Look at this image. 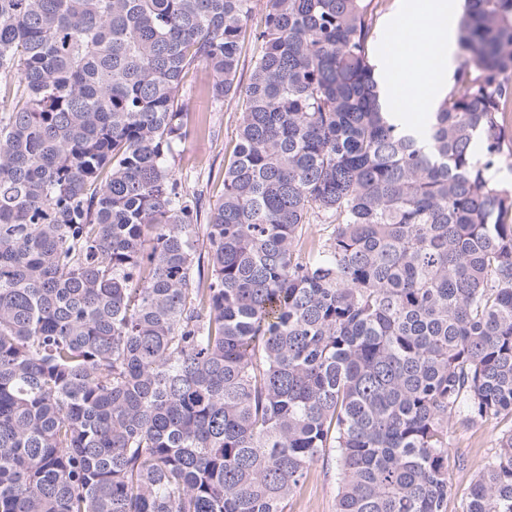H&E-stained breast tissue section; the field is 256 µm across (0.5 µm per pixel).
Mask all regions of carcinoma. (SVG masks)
Returning a JSON list of instances; mask_svg holds the SVG:
<instances>
[{
	"label": "carcinoma",
	"mask_w": 512,
	"mask_h": 512,
	"mask_svg": "<svg viewBox=\"0 0 512 512\" xmlns=\"http://www.w3.org/2000/svg\"><path fill=\"white\" fill-rule=\"evenodd\" d=\"M0 0V512H448L449 423L512 418V0H466L422 136L385 0ZM207 68L245 111L201 217L169 164ZM462 512H512V428ZM336 453L328 450L309 469L284 512H336Z\"/></svg>",
	"instance_id": "1"
}]
</instances>
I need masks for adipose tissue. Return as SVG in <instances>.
Here are the masks:
<instances>
[{"label": "adipose tissue", "instance_id": "ef3b65f1", "mask_svg": "<svg viewBox=\"0 0 512 512\" xmlns=\"http://www.w3.org/2000/svg\"><path fill=\"white\" fill-rule=\"evenodd\" d=\"M457 0H396L383 30L392 52H377L373 77L388 121L422 133L420 115L434 111L457 65Z\"/></svg>", "mask_w": 512, "mask_h": 512}]
</instances>
